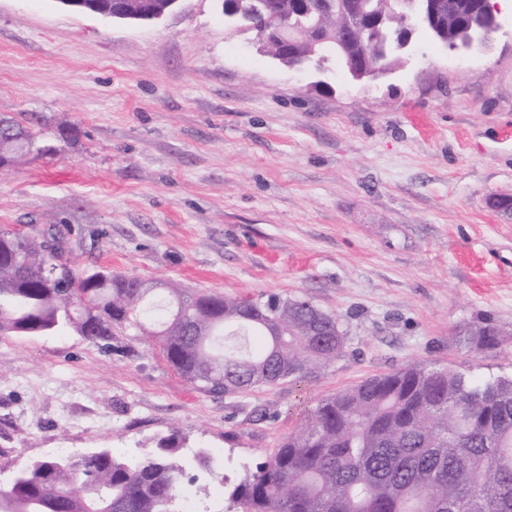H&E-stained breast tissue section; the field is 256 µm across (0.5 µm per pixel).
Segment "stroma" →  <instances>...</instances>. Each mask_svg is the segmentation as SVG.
I'll list each match as a JSON object with an SVG mask.
<instances>
[{
    "instance_id": "stroma-1",
    "label": "stroma",
    "mask_w": 512,
    "mask_h": 512,
    "mask_svg": "<svg viewBox=\"0 0 512 512\" xmlns=\"http://www.w3.org/2000/svg\"><path fill=\"white\" fill-rule=\"evenodd\" d=\"M255 39L215 0L154 22L0 0V115L55 148L0 170V230L63 226L80 270L303 298L348 337L315 382L224 396L155 342L0 336V489L33 459L136 460L176 434L181 495L222 512L224 475L272 455L325 395L410 361L512 375V350L454 336L482 316L512 332V215L493 205L512 196V39L453 56L419 32L375 83L284 66ZM200 449L219 476L192 465Z\"/></svg>"
}]
</instances>
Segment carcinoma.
I'll list each match as a JSON object with an SVG mask.
<instances>
[{"instance_id":"1","label":"carcinoma","mask_w":512,"mask_h":512,"mask_svg":"<svg viewBox=\"0 0 512 512\" xmlns=\"http://www.w3.org/2000/svg\"><path fill=\"white\" fill-rule=\"evenodd\" d=\"M477 0H438L440 43L469 41ZM277 0L295 27L311 22L342 46L315 60L349 71L393 70L406 62L396 42L405 16L426 0ZM233 22L267 12V0H237ZM33 135L0 116V152L12 165L35 153ZM19 232L0 250V335L73 330L107 349L115 333L157 339L168 365L213 394L304 384L341 357L336 315L302 298L266 300L189 292L170 282L144 288L138 276L77 270ZM467 351L512 347L489 318L457 327ZM176 435L136 462L109 451L29 462L0 490V512H178L186 465ZM225 512H512V376L472 379L406 363L318 401L301 429L246 470Z\"/></svg>"}]
</instances>
